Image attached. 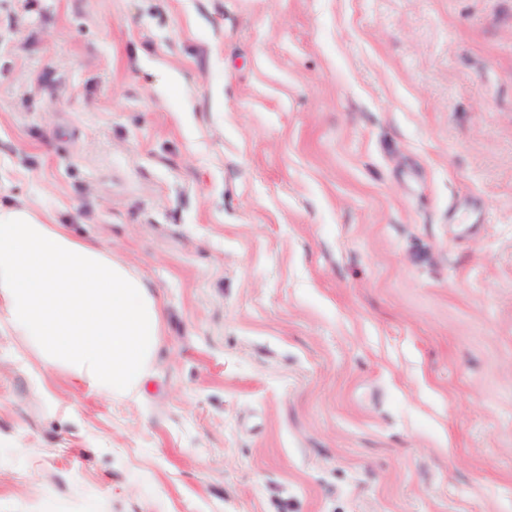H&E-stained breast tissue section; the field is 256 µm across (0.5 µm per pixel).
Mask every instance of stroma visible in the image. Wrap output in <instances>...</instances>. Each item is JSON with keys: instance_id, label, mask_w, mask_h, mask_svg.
<instances>
[{"instance_id": "1", "label": "stroma", "mask_w": 512, "mask_h": 512, "mask_svg": "<svg viewBox=\"0 0 512 512\" xmlns=\"http://www.w3.org/2000/svg\"><path fill=\"white\" fill-rule=\"evenodd\" d=\"M22 203L163 336L0 335V512H512V0H0Z\"/></svg>"}]
</instances>
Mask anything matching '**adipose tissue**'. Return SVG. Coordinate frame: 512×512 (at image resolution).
<instances>
[{"label":"adipose tissue","instance_id":"obj_1","mask_svg":"<svg viewBox=\"0 0 512 512\" xmlns=\"http://www.w3.org/2000/svg\"><path fill=\"white\" fill-rule=\"evenodd\" d=\"M0 334L23 338L45 367L90 390L130 399L153 373L162 316L107 249L46 213L0 205Z\"/></svg>","mask_w":512,"mask_h":512}]
</instances>
